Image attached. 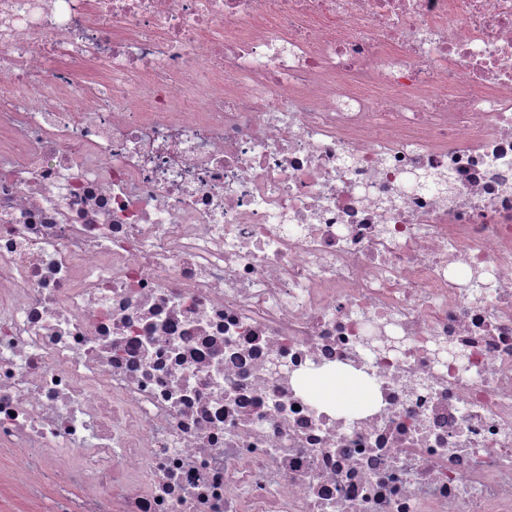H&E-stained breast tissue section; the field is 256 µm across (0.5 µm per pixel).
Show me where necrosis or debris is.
Wrapping results in <instances>:
<instances>
[{"label": "necrosis or debris", "instance_id": "necrosis-or-debris-1", "mask_svg": "<svg viewBox=\"0 0 512 512\" xmlns=\"http://www.w3.org/2000/svg\"><path fill=\"white\" fill-rule=\"evenodd\" d=\"M0 458L51 512H512V0H0ZM308 388L319 399L336 408L352 409L368 398L366 386L359 380L342 374L314 377L308 381Z\"/></svg>", "mask_w": 512, "mask_h": 512}]
</instances>
